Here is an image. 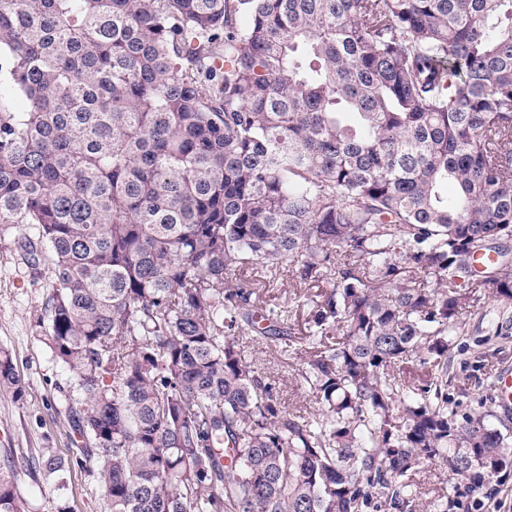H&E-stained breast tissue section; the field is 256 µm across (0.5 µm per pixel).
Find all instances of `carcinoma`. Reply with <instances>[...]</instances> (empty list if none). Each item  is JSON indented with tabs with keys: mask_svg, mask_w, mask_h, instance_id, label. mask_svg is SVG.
Here are the masks:
<instances>
[{
	"mask_svg": "<svg viewBox=\"0 0 512 512\" xmlns=\"http://www.w3.org/2000/svg\"><path fill=\"white\" fill-rule=\"evenodd\" d=\"M0 224L50 264L108 512H361L428 460L512 467L488 415L389 374L446 369L477 292L512 305V0H0ZM247 269L332 283L311 417L242 357L288 334ZM0 512H32L11 468ZM423 358V355L414 356L405 364L397 366L394 372L396 380H402V382L405 380L411 388H421L422 392L424 391L423 389H429L432 382V378L429 377V373L431 375V368L429 365L423 364Z\"/></svg>",
	"mask_w": 512,
	"mask_h": 512,
	"instance_id": "carcinoma-1",
	"label": "carcinoma"
}]
</instances>
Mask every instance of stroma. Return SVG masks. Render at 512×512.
Returning a JSON list of instances; mask_svg holds the SVG:
<instances>
[{"instance_id": "35a3bbf8", "label": "stroma", "mask_w": 512, "mask_h": 512, "mask_svg": "<svg viewBox=\"0 0 512 512\" xmlns=\"http://www.w3.org/2000/svg\"><path fill=\"white\" fill-rule=\"evenodd\" d=\"M23 227L0 232V348L9 351L24 387L23 394L0 388V467L12 465L19 489L37 512H107L98 492L94 467L82 457L81 441L74 434L66 411V398L76 388L70 374L55 364L44 342L40 319L51 291L52 272L47 262L30 266L19 246ZM325 284L288 282L276 288H259L260 306L286 313L295 336H303L314 301ZM461 327L449 336L448 409L456 420L485 413L490 423L512 438V413L496 404L498 373L512 369V315L492 292L479 303L462 310ZM245 360L259 375L272 382L282 406L309 417L319 406L300 376L307 355L283 340L256 342L253 336L239 339ZM50 450L70 465L68 489L58 493L34 472L31 462ZM411 508L382 507L370 496L362 512H439L443 500H451L450 512H512V475L499 477L493 493L459 487L441 462L430 461L412 478Z\"/></svg>"}]
</instances>
